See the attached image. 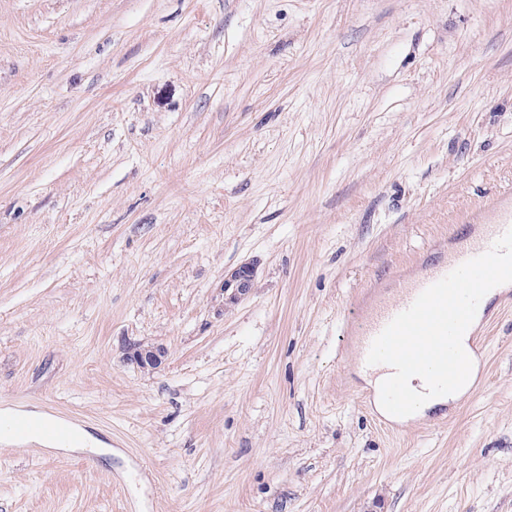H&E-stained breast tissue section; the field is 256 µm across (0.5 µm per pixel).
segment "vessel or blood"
<instances>
[{"instance_id":"b4317fda","label":"vessel or blood","mask_w":512,"mask_h":512,"mask_svg":"<svg viewBox=\"0 0 512 512\" xmlns=\"http://www.w3.org/2000/svg\"><path fill=\"white\" fill-rule=\"evenodd\" d=\"M482 224L472 234L457 238L443 262L427 265L417 274L403 279L392 296L380 298L355 324L359 364H366L374 339L400 312L409 308L418 295L453 269L489 250L494 242L512 228V207L502 206L493 199L483 205Z\"/></svg>"}]
</instances>
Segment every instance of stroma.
Masks as SVG:
<instances>
[{
    "mask_svg": "<svg viewBox=\"0 0 512 512\" xmlns=\"http://www.w3.org/2000/svg\"><path fill=\"white\" fill-rule=\"evenodd\" d=\"M508 193L512 0H0V408L112 447L0 512H512V311L404 422L343 328ZM254 268L251 264H244L234 269L224 280V293L231 289L230 301H238L252 288ZM165 352L161 348L145 346L141 343L129 344L127 360L143 369H157L161 366Z\"/></svg>",
    "mask_w": 512,
    "mask_h": 512,
    "instance_id": "35a3bbf8",
    "label": "stroma"
}]
</instances>
